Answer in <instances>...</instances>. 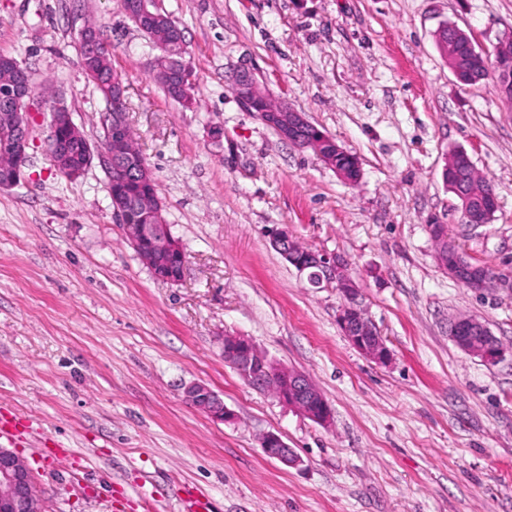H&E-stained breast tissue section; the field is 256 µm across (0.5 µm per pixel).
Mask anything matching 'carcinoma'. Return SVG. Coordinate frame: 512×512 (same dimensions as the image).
<instances>
[{"label":"carcinoma","instance_id":"obj_1","mask_svg":"<svg viewBox=\"0 0 512 512\" xmlns=\"http://www.w3.org/2000/svg\"><path fill=\"white\" fill-rule=\"evenodd\" d=\"M143 33L147 34L158 49V56L165 59L160 65L151 67L150 75L160 86L165 95L189 107L193 104L195 88L186 91L180 90L178 84V71L167 63L169 59H181L189 56L182 29L169 13L162 17L142 16L135 24ZM81 65L88 83L107 100L112 96V79L120 73L112 66V51L107 49L103 53H96L92 47L84 42L77 41ZM450 69L457 71V81L465 86L476 85L488 77L489 72L497 75L499 92L512 102V43H504L496 48L494 59L485 56L472 57L462 48L448 50L445 53ZM22 69L20 63L13 57L0 55V139L6 137L14 139L23 134V128L13 121L2 117L5 112L11 111V105L19 91L17 71ZM276 106V100L260 91L252 93V110L255 112H269ZM54 143L57 148L66 152L71 160V168L80 169L86 161V137L80 135L75 138L67 127L61 126L55 135ZM325 161L331 162L335 167L349 172L357 179L359 169L355 168L354 156L349 153H326ZM145 160L141 151H127L122 156L112 159V179L109 180L112 197L125 203L122 214L124 224H154L156 220L139 206V201L153 193H159L158 182L154 177L143 179L131 173V169ZM460 181L464 183L473 195L474 208L465 223H479L485 220V207L490 202L489 194L494 192L491 183L486 177L472 168H466L459 174Z\"/></svg>","mask_w":512,"mask_h":512}]
</instances>
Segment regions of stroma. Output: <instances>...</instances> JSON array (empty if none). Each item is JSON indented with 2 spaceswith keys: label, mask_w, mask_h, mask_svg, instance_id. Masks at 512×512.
<instances>
[{
  "label": "stroma",
  "mask_w": 512,
  "mask_h": 512,
  "mask_svg": "<svg viewBox=\"0 0 512 512\" xmlns=\"http://www.w3.org/2000/svg\"><path fill=\"white\" fill-rule=\"evenodd\" d=\"M200 83L185 109L150 76L152 41L118 0H0V54L30 75L33 109L61 101L91 144L104 101L76 36L101 29L128 86V121L187 255L155 279L116 222L92 163L56 174L36 119L22 183L0 190V415L49 512H146L174 482L212 512H512V289L475 292L438 267V221L473 261L512 277V104L495 76L457 82L435 32L456 24L485 52L512 32V0H163ZM262 87L361 167L342 182L309 149L245 111L228 77ZM466 149L498 199L466 224L443 170ZM340 257L391 351L378 365L344 335L334 286H312L266 230ZM484 321L504 349L460 351L449 322ZM246 336L307 374L333 411L323 426L249 386L220 336ZM206 383L236 419L186 403ZM279 433L299 458L266 456Z\"/></svg>",
  "instance_id": "35a3bbf8"
}]
</instances>
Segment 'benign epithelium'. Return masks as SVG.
Here are the masks:
<instances>
[{
	"instance_id": "7a95c632",
	"label": "benign epithelium",
	"mask_w": 512,
	"mask_h": 512,
	"mask_svg": "<svg viewBox=\"0 0 512 512\" xmlns=\"http://www.w3.org/2000/svg\"><path fill=\"white\" fill-rule=\"evenodd\" d=\"M127 91V85L122 79L112 86V99L109 100L112 111L103 113L102 118L103 139L101 145L90 152V157L97 158L107 170L112 169V156L120 154L125 148V133L129 129L124 114ZM30 100L31 92L27 90L14 104V112L11 113V118L24 121L26 133L19 140L4 142V148L14 155L15 166L6 181L0 184L2 188L15 187L23 179L34 119ZM46 115L49 116L51 135L61 122L74 125L71 113L59 101L49 105ZM258 116L266 126L276 130L282 140L297 147L313 146L319 150L330 141V136L321 131L311 141L305 138L304 132L311 123L304 113L284 101L278 102V111L260 112ZM121 230L125 240L156 279L166 282L181 280L186 254L168 224H123ZM429 232L438 244L437 263L449 278L476 292L496 283L495 278L484 272V265L474 262L458 247L449 236L446 225L431 224ZM271 243L298 272L307 273L311 284H336V290L344 299L338 312L342 331L370 359L381 365L388 363L391 352L376 327L367 320L358 301L359 286L346 265L326 253L296 251L295 239L286 228L272 230ZM450 337L461 351L485 363H495L502 357L503 348L495 336L484 323L472 316L453 319ZM220 341L224 362L251 386L261 389L267 379L273 378L277 382L276 397L283 404L318 424L330 423L331 407L307 375L277 365L245 336H223ZM184 395L192 407L216 421L231 422L236 418L235 413L224 405V400L203 382H193L186 386ZM260 446L267 456L286 465L297 462L294 451L276 433L263 434ZM0 512H47L46 503L36 490L33 472L27 461L15 450L3 447L0 448Z\"/></svg>"
}]
</instances>
